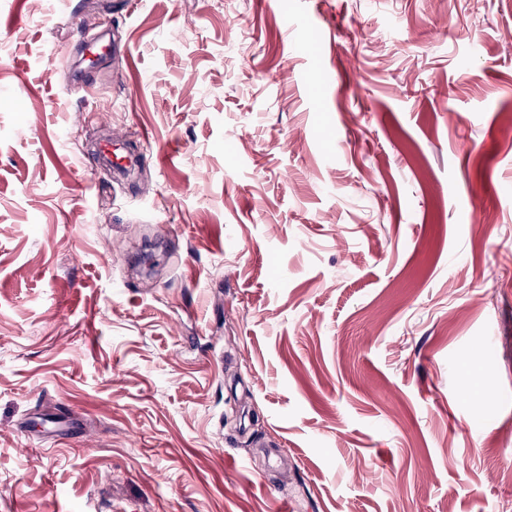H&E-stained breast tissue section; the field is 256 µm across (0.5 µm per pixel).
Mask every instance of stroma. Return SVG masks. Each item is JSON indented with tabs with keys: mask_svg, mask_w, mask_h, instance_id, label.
I'll list each match as a JSON object with an SVG mask.
<instances>
[{
	"mask_svg": "<svg viewBox=\"0 0 512 512\" xmlns=\"http://www.w3.org/2000/svg\"><path fill=\"white\" fill-rule=\"evenodd\" d=\"M0 17V512H512V0ZM98 162H105L109 167L115 171L123 170L130 162L124 149L112 143V139L103 141L97 151Z\"/></svg>",
	"mask_w": 512,
	"mask_h": 512,
	"instance_id": "1",
	"label": "stroma"
}]
</instances>
